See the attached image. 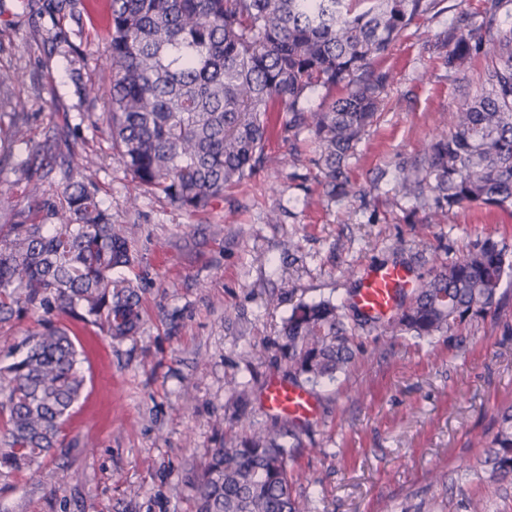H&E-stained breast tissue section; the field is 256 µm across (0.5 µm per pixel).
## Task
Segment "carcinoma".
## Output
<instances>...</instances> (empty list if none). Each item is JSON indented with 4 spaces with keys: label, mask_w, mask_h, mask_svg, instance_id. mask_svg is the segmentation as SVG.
<instances>
[{
    "label": "carcinoma",
    "mask_w": 512,
    "mask_h": 512,
    "mask_svg": "<svg viewBox=\"0 0 512 512\" xmlns=\"http://www.w3.org/2000/svg\"><path fill=\"white\" fill-rule=\"evenodd\" d=\"M110 0L109 87L103 124L118 162L139 184L189 212L205 210L264 160L266 112L287 106L288 128L308 131L318 147L326 194L347 195L345 162L383 104L390 76L374 70L435 0ZM503 0H489L483 21L465 24L448 52V69L491 60L481 90L465 93L451 129L425 145L424 174L401 170L410 193L429 192L436 210L469 204L512 208V30L496 25ZM340 83L346 95L309 112L301 102L316 87ZM0 113V171L30 188L42 219L14 213L0 226V321L42 311L80 318L113 340L141 323L140 286L115 275L133 261L134 224H114L93 184L67 178L57 199L34 181L41 150L13 160L28 141ZM512 260L486 240L432 274L387 320L364 318L393 336H444L482 319L501 300ZM24 354L0 367V472H21L58 447L81 396L84 377L66 326L48 321L24 337ZM281 357L307 383L333 381L354 362L348 306L302 303L283 321ZM273 424L211 449L194 475L195 512H307L295 494L290 450ZM488 479L512 484V405L500 412L491 440H478Z\"/></svg>",
    "instance_id": "cac0c4a2"
}]
</instances>
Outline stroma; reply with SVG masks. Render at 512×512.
<instances>
[{
  "mask_svg": "<svg viewBox=\"0 0 512 512\" xmlns=\"http://www.w3.org/2000/svg\"><path fill=\"white\" fill-rule=\"evenodd\" d=\"M485 6L437 0L377 61L392 80L347 161V197H325L313 139L288 129L273 101L265 152L274 163L190 214L134 183L86 114L88 98L107 95L109 0H76L71 13L0 0V70L17 75L12 93L28 102L29 138L41 145L61 133L90 160L69 168L55 146L35 177L48 197L66 176L92 182L113 223L136 225L134 261L120 273L139 283L142 310L137 334L120 341L67 320L84 391L54 454L0 475V512H193L190 481L210 450L273 421L263 393L269 380L290 379L277 342L294 306L348 302L379 265H400L420 283L434 258H459L488 238L512 256V208L469 205L434 224L431 198L396 181L401 168L423 165L425 143L447 127L461 93L479 90L487 58L459 80L445 42L461 15L481 22ZM75 55L82 95L70 79ZM500 293L484 319L432 340L357 329L360 355L313 387L318 416L292 451L309 512H466L475 495L488 512H512V485L473 471L478 437L491 436L512 403V278ZM233 380L245 384L246 402Z\"/></svg>",
  "mask_w": 512,
  "mask_h": 512,
  "instance_id": "stroma-1",
  "label": "stroma"
}]
</instances>
